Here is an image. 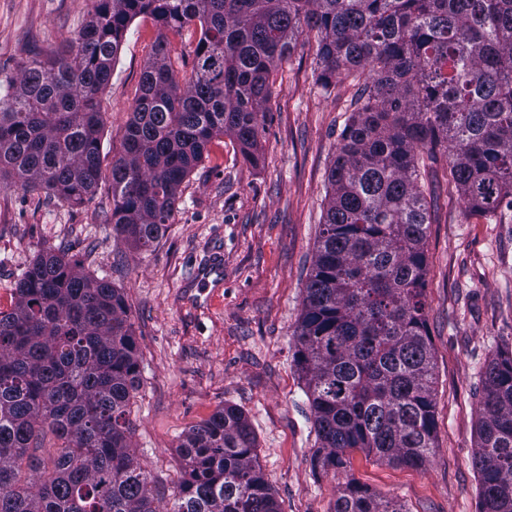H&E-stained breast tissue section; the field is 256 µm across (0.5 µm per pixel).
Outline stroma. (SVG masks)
Masks as SVG:
<instances>
[{"mask_svg":"<svg viewBox=\"0 0 512 512\" xmlns=\"http://www.w3.org/2000/svg\"><path fill=\"white\" fill-rule=\"evenodd\" d=\"M96 0H0V81L35 55L64 49ZM165 40L177 75L191 70L195 39L146 15L129 24L99 94L102 152L119 156L147 57ZM317 35L298 38L273 73L259 160L219 137L186 179L153 247L131 249L112 232L110 169L92 198L73 207L0 179V309L21 272L52 249L123 293L140 350L131 405L136 454L170 505L181 478L186 430L224 405L249 417L256 452L281 512H335L339 482L356 479L408 512H478L473 466L482 375L512 347V224L470 215L446 157H420L431 199L426 326L435 363L436 448L420 469L348 453L337 475L315 473L317 448L294 330L317 248L327 176L357 82L322 88Z\"/></svg>","mask_w":512,"mask_h":512,"instance_id":"obj_1","label":"stroma"}]
</instances>
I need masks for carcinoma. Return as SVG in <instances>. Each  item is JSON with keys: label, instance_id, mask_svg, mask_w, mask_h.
Instances as JSON below:
<instances>
[{"label": "carcinoma", "instance_id": "obj_1", "mask_svg": "<svg viewBox=\"0 0 512 512\" xmlns=\"http://www.w3.org/2000/svg\"><path fill=\"white\" fill-rule=\"evenodd\" d=\"M63 50L0 84V174L72 206L102 178L98 95L130 21L194 27L190 77L160 40L112 161V230L147 250L217 137L258 159L270 74L306 32L322 87L358 70L295 330L318 447L334 473L360 449L421 468L436 439L425 324L428 202L417 151L452 148L469 212L512 222V0H97ZM0 310V512H159L133 446L140 356L120 289L51 249ZM473 463L480 512H512V350L488 363ZM52 437L53 448H44ZM246 414L226 405L191 426L167 512H281ZM335 512H407L354 480Z\"/></svg>", "mask_w": 512, "mask_h": 512}]
</instances>
